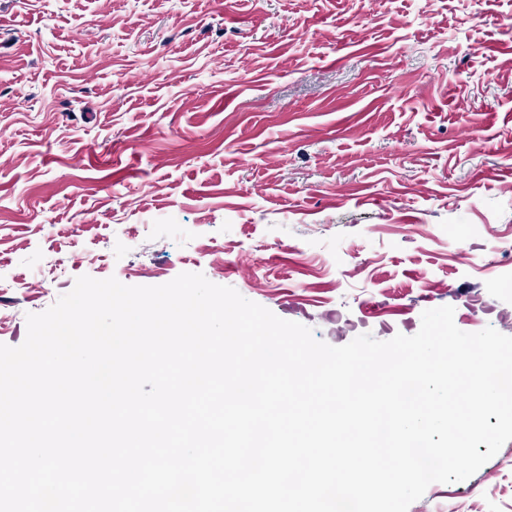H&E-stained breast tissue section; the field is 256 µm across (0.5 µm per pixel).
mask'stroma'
Masks as SVG:
<instances>
[{
	"mask_svg": "<svg viewBox=\"0 0 512 512\" xmlns=\"http://www.w3.org/2000/svg\"><path fill=\"white\" fill-rule=\"evenodd\" d=\"M512 0H0V343L201 273L342 346L512 336ZM409 512H512V441Z\"/></svg>",
	"mask_w": 512,
	"mask_h": 512,
	"instance_id": "1",
	"label": "stroma"
}]
</instances>
